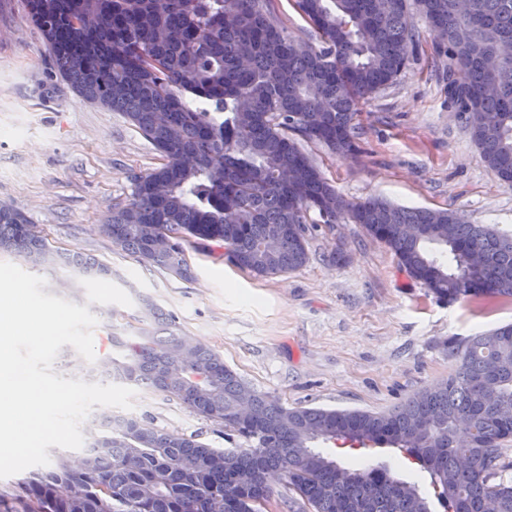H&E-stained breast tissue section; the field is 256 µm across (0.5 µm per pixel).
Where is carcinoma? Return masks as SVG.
I'll use <instances>...</instances> for the list:
<instances>
[{
    "label": "carcinoma",
    "mask_w": 512,
    "mask_h": 512,
    "mask_svg": "<svg viewBox=\"0 0 512 512\" xmlns=\"http://www.w3.org/2000/svg\"><path fill=\"white\" fill-rule=\"evenodd\" d=\"M294 0L315 48L280 29L271 0H22L55 64L84 102L121 112L167 162L131 179L105 223L140 262L187 278L181 241L155 252L160 226L216 242L229 260L273 277L309 260V224H359L439 299H512V233L467 224L451 210L381 198L351 201L322 176L294 136L333 153L358 152L361 102L391 84L415 46L411 9L448 59V103L465 115L483 162L512 185V0ZM303 125L288 123V114ZM412 226L429 236L414 239ZM32 269H64L79 287L119 277L91 255L49 246L0 204V253ZM139 326L110 336L107 364L131 386L224 422L243 448L132 419L95 429L80 451L0 490V512H261L281 475L288 512H431L416 487L385 468L351 469L318 441L396 448L431 479L447 512H480L488 497L512 512L502 447L512 440V323L448 338L447 379L385 412L286 407L242 381L150 298Z\"/></svg>",
    "instance_id": "1"
}]
</instances>
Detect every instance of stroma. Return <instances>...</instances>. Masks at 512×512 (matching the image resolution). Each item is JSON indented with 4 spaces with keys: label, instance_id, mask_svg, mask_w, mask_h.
<instances>
[{
    "label": "stroma",
    "instance_id": "obj_1",
    "mask_svg": "<svg viewBox=\"0 0 512 512\" xmlns=\"http://www.w3.org/2000/svg\"><path fill=\"white\" fill-rule=\"evenodd\" d=\"M413 23L408 64L361 104L356 157L338 158L314 141L301 146L350 199L453 210L512 232V187L482 162L448 103L447 61L436 55L425 20L417 15ZM52 68L21 0H0V203L24 214L53 247L94 255L119 273L82 292L116 327L134 325L136 290L285 406L381 412L447 379L448 338L512 322V302L451 303L427 293L356 224L309 225L308 263L280 276H255L216 243L195 238L184 244L191 279L143 265L99 227L128 199L131 176L162 157L122 113L81 101L66 83L41 99ZM107 324L93 330L99 354L109 349ZM133 403L136 418L213 448L227 445L223 423L161 393L137 390ZM321 451L345 467L387 468L415 484L431 512H444L428 473L398 449L329 443Z\"/></svg>",
    "mask_w": 512,
    "mask_h": 512
}]
</instances>
